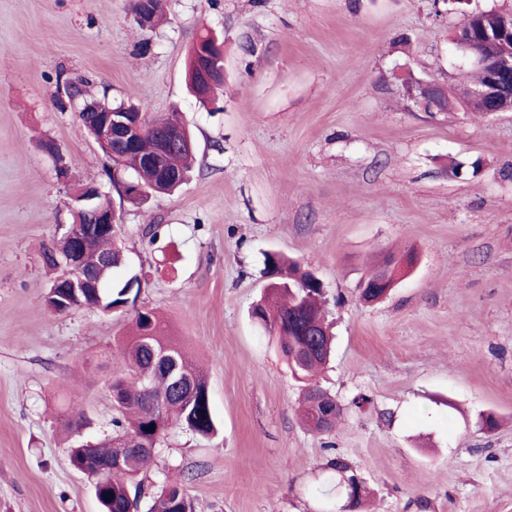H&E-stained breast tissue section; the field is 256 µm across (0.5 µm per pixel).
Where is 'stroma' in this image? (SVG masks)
Here are the masks:
<instances>
[{
    "label": "stroma",
    "mask_w": 512,
    "mask_h": 512,
    "mask_svg": "<svg viewBox=\"0 0 512 512\" xmlns=\"http://www.w3.org/2000/svg\"><path fill=\"white\" fill-rule=\"evenodd\" d=\"M139 28L131 0H0V512H101L72 448L111 437L120 340L156 311L203 371L218 431L171 427L138 480L139 512L181 484L198 512H345L344 457L369 512H512V112L413 110L393 73L455 88L454 0H163ZM224 36V90L207 110L185 84L189 49ZM89 95L178 112L197 163L171 195L119 201L106 159L56 100ZM53 141L58 157L47 155ZM64 161L69 180L57 176ZM122 218L135 305L50 313L42 258L70 221L75 183ZM156 240L144 237L147 225ZM308 263L336 341L319 376L345 404L331 436L307 431L303 388L251 310L263 255ZM389 297L358 287L386 256ZM368 405L351 408L357 395ZM501 425L482 430L479 415Z\"/></svg>",
    "instance_id": "1"
}]
</instances>
